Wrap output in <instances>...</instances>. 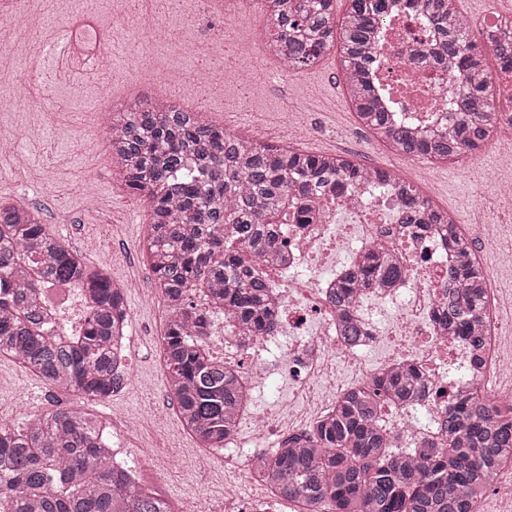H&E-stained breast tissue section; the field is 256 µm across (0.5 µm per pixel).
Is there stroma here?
Returning <instances> with one entry per match:
<instances>
[{"mask_svg": "<svg viewBox=\"0 0 512 512\" xmlns=\"http://www.w3.org/2000/svg\"><path fill=\"white\" fill-rule=\"evenodd\" d=\"M87 11L96 14L101 29H111L107 0H19L11 27L0 29V51L10 42H44L69 17ZM196 12L197 0H175L170 8L144 0L127 36L102 41L115 76L106 93L96 81L54 83L50 67L42 63L1 65L0 203L27 197L51 231L71 226L64 238L71 249L108 267L113 279L127 286L131 382L104 401L64 394L61 402L107 415L128 461L141 477L160 485L180 512H235L241 479L225 474L223 456L208 455L183 431L165 369L153 358L166 306L152 290L154 276L139 248L150 208L129 194L112 168L105 133L110 105L139 95L168 97L188 111L206 108L212 123L228 132L248 131L263 144L348 155L393 170L439 207L466 223H480L474 239L478 253L499 233L506 210L482 194L487 174L498 165L494 153L434 164L388 149L362 127L345 94L336 54L266 83L255 96L223 83L221 67L232 50L224 39V17H208L209 36L197 40L191 29ZM291 102L301 127L293 137L282 128ZM50 392L19 363L0 357V420L25 426L30 415L48 409Z\"/></svg>", "mask_w": 512, "mask_h": 512, "instance_id": "35a3bbf8", "label": "stroma"}]
</instances>
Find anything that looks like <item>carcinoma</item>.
<instances>
[{"instance_id":"obj_1","label":"carcinoma","mask_w":512,"mask_h":512,"mask_svg":"<svg viewBox=\"0 0 512 512\" xmlns=\"http://www.w3.org/2000/svg\"><path fill=\"white\" fill-rule=\"evenodd\" d=\"M269 49L289 70L319 64L337 50L348 100L358 122L393 151L457 161L494 139L501 113L488 55L512 62V30L481 44L458 0H416L438 34L430 60L449 72L456 120L421 135L397 121L376 96L371 67L377 25L403 0H271ZM112 162L130 194L144 197L151 219L142 248L167 308L164 366L182 425L204 449L224 447L250 404L240 373L206 350L213 315L232 319L254 340L276 325L271 291L259 265L282 245L288 214L305 221L315 194L340 183L368 182L379 170L336 154H308L258 143L215 126L200 112L162 100H129L108 116ZM405 224H437L455 252L453 287L442 317L474 352L483 347L487 275L448 211L411 181L386 173ZM400 268L389 253L368 250L334 293L344 335L363 326L350 316L359 290L381 288ZM0 356L9 357L60 393L104 400L123 387L116 347L126 335V291L109 270L89 262L41 223L23 202L0 205ZM77 288L91 307L77 336L44 331L39 289ZM205 297L211 310L199 308ZM425 388L410 369H394L348 393L299 436L256 459L254 478L300 512H476L500 468L512 463V420L474 390L444 410L440 446L393 450L378 425L383 404H411ZM109 424L73 405L35 414L23 429L0 421V512H174L161 491L114 466Z\"/></svg>"}]
</instances>
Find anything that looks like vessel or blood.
Segmentation results:
<instances>
[{
    "instance_id": "vessel-or-blood-1",
    "label": "vessel or blood",
    "mask_w": 512,
    "mask_h": 512,
    "mask_svg": "<svg viewBox=\"0 0 512 512\" xmlns=\"http://www.w3.org/2000/svg\"><path fill=\"white\" fill-rule=\"evenodd\" d=\"M98 31L94 14L82 13L69 19L64 33L55 36L50 44L57 76L69 82L90 81L97 77V55L101 50L95 39Z\"/></svg>"
}]
</instances>
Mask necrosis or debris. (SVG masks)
<instances>
[{
	"label": "necrosis or debris",
	"instance_id": "necrosis-or-debris-1",
	"mask_svg": "<svg viewBox=\"0 0 512 512\" xmlns=\"http://www.w3.org/2000/svg\"><path fill=\"white\" fill-rule=\"evenodd\" d=\"M389 23V37L379 49V81L390 87L412 117L448 126L452 117L444 102L453 87L444 70L423 61L425 32L408 11L391 17ZM319 198L317 219L288 224L287 248L278 260L260 266L278 297L273 335L246 349L228 333L209 343L216 356L240 366L249 387L270 385L277 371L287 372V401L274 416L247 412L252 425L287 435L304 431L315 415L305 414L299 400L318 404V413L326 414L332 406L320 401L325 390L341 396L398 366L415 369L427 380L420 399L403 409L386 408L381 417L402 450L419 447L434 436L437 415L456 393L476 388L494 401L512 404V390L502 391L498 385L501 375H512V351L505 349L497 300H490L484 316L486 341L479 355L450 337L438 319L448 294L450 259L441 230L434 226L421 234L409 233L397 221L398 204L389 181L383 179L355 190L329 189ZM375 246L391 253L405 273L393 287L360 292L357 309L366 334L350 343L339 334L331 291ZM41 294L60 310L59 328L78 330L85 305L78 290L51 287Z\"/></svg>",
	"mask_w": 512,
	"mask_h": 512
}]
</instances>
